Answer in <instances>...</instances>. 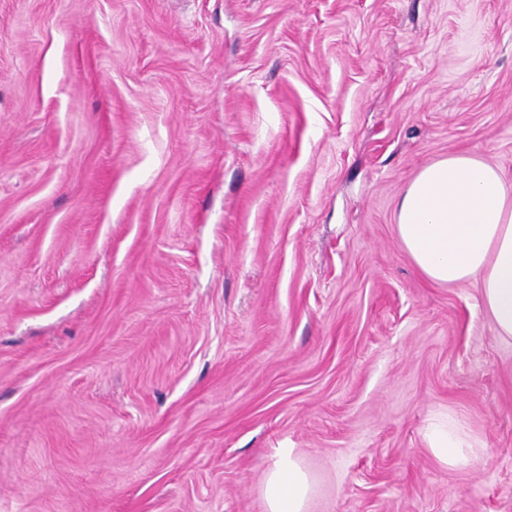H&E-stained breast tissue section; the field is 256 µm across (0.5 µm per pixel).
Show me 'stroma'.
<instances>
[{"instance_id": "1", "label": "stroma", "mask_w": 512, "mask_h": 512, "mask_svg": "<svg viewBox=\"0 0 512 512\" xmlns=\"http://www.w3.org/2000/svg\"><path fill=\"white\" fill-rule=\"evenodd\" d=\"M457 152L512 186V0H0V512H512V342L394 224ZM425 438L433 456L446 467L467 468L478 453L465 426L458 420L448 419V416L445 420L430 423ZM265 512H307L315 481L294 448L275 450L263 483Z\"/></svg>"}]
</instances>
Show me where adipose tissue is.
<instances>
[{"label": "adipose tissue", "instance_id": "1", "mask_svg": "<svg viewBox=\"0 0 512 512\" xmlns=\"http://www.w3.org/2000/svg\"><path fill=\"white\" fill-rule=\"evenodd\" d=\"M400 241L438 284L476 283L499 337L512 340V190L501 171L461 152L423 167L394 214ZM425 438L444 466L464 469L478 450L454 419L430 423ZM266 512H306L315 481L291 448L276 449L263 483Z\"/></svg>", "mask_w": 512, "mask_h": 512}]
</instances>
